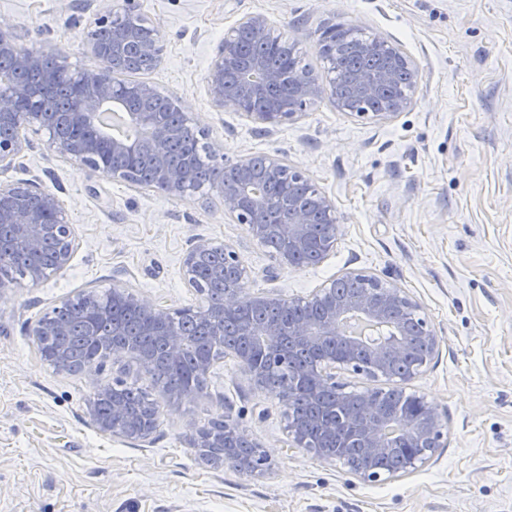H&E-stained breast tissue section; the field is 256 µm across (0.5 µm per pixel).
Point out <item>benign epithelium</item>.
Masks as SVG:
<instances>
[{
  "label": "benign epithelium",
  "mask_w": 512,
  "mask_h": 512,
  "mask_svg": "<svg viewBox=\"0 0 512 512\" xmlns=\"http://www.w3.org/2000/svg\"><path fill=\"white\" fill-rule=\"evenodd\" d=\"M125 13L131 24L118 27L114 23V13L107 10L94 21L96 27L113 29L112 42L101 43L90 37L88 48L99 61L100 67L84 70L74 74L82 93L78 111L60 113L63 124L69 127L91 129L89 135L60 134L52 136L49 143L50 151L83 166L92 175H103L114 180L140 185L136 172L130 167L108 166L100 164L102 154L109 156L121 154L132 158L139 153L140 142H118L107 140L93 130V116L106 102L121 103L125 97L151 99L158 91L146 82L130 84L123 95L115 92L113 61L122 51L123 44L132 31L147 24L134 7V0H125ZM240 28L250 30L259 40L275 42L279 50L288 55L291 47L288 43L274 35L273 27L262 15H247L225 34L224 41L212 58L206 77L208 92L213 105L222 109H231L250 118L253 122L267 128L295 122L306 105L323 95V87L319 82L305 78L296 71L269 72L264 69L260 59H253L243 65L240 63L237 31ZM366 53L384 52L392 59V66L378 72L359 71L349 74V80L359 96L374 97L382 89L392 86L397 80L401 68L417 72L414 61L401 48L388 42L381 36L373 37L363 45ZM17 65L25 70H37L43 67V57L39 53L15 56ZM240 69L242 76H256L252 83L254 96L260 97L271 87L283 83L290 86L288 99L267 110H258L248 106L230 89L226 83V74L233 69ZM28 91L23 86H0V126L12 125L20 129L24 127H41L44 125V113L36 108L23 107ZM412 97L402 92L394 96L386 111L373 112L371 116L379 121H388L407 110ZM132 120L149 127L153 145L158 155L157 167L153 176L144 183L149 187L160 188L171 196L182 197L190 192L192 181L191 165L188 163L171 164L165 158V148L177 135L176 127L167 123L159 112H132ZM25 142L19 136L0 139V165L9 166L24 151ZM211 155L218 161V175L211 185L213 189L222 190L224 198V214L232 217L239 224H246L251 234L259 241H264L269 226L263 223L267 209V199L256 189L257 178L251 168L249 159L241 158L234 162L224 159L221 146L213 143L209 146ZM264 173L270 181H283L285 178L302 179L304 175L288 167L277 155L261 157ZM321 214L330 230L320 243V259H326L336 247L340 232V217L337 215L335 203L324 194L316 196L314 209L301 206L288 207V219L284 224L274 226L275 231L288 243V248L278 254L282 266H296L297 254L306 251L311 245L309 231L314 223V213ZM0 225L8 227L13 240L28 251H39L48 242L56 243L54 270L66 267L72 258L74 247V229L61 209L56 197L37 185L27 188L0 189ZM215 251L224 253V269L218 271L234 273L235 283L224 290V297L217 310L209 306L198 309L201 317L218 320L224 314L233 312L246 303L275 305L279 298L272 295L251 296L245 292L244 269L237 253L226 245H215L205 239H198L185 254L182 261L183 277L188 287L197 288V265L200 259ZM114 296L137 308L147 317L145 330L156 334L165 342V358L176 363L181 360L191 337L182 336L168 329L171 310L161 304L143 302L135 294L125 288L114 289ZM307 304L322 308L326 317L316 321H293L273 323L262 329L260 341L270 352L269 360L259 363L249 356L239 357L243 368L252 375L257 386L265 391L272 390L271 370L278 361V339L290 336L298 343L309 348H319L329 341H340L345 344L347 352L338 357L328 356L320 366L304 370V377L315 381L314 394L318 395L326 388L336 387L338 368L350 369L362 373L357 355L362 344L345 337L344 317L352 312L362 314L366 319L379 323H389L395 329L394 337L382 344L369 349L372 359L367 375L372 378L394 377L399 384L409 385L416 376L432 360L438 349V338L434 327L421 317L422 305L406 290L393 285L377 282V285L366 292L346 295L338 290L332 281L315 291L307 299ZM67 327L54 322L46 316L39 321L34 335L39 344L49 347L54 336H63ZM91 424L101 433L120 436L126 439L146 440L154 432L158 423V410L152 409V415L139 421H133L123 427L119 423L126 420V408L116 397L112 398V418L103 419L94 411L88 412ZM398 428L403 434V466L401 471L414 470L429 461L439 448L446 447L442 424L436 408L424 401L416 413H406L397 417ZM395 425L386 421L374 409L372 399L363 401L356 411L346 417L329 418L323 423L325 444L323 447L313 446L309 442L304 426L297 420L289 424L293 445L297 448H308L327 460L347 461L345 455L335 450L336 438L343 426L354 430L356 445L363 448L369 458H376L387 453L393 444L387 442L384 431ZM248 441L246 430L233 423H224V431L213 444L217 448L209 464L214 467L233 465L244 470L255 471L265 464L263 454L255 455L247 462L237 458L239 444Z\"/></svg>",
  "instance_id": "7a95c632"
}]
</instances>
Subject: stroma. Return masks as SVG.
Wrapping results in <instances>:
<instances>
[{
	"mask_svg": "<svg viewBox=\"0 0 512 512\" xmlns=\"http://www.w3.org/2000/svg\"><path fill=\"white\" fill-rule=\"evenodd\" d=\"M124 0H0V24L21 45L97 68L95 17ZM165 46L145 80L171 96L231 160L276 154L335 203L333 253L307 268L279 265L214 191L183 197L90 175L53 153L43 128L0 187L56 194L76 232L69 265L0 300V512H512V0H135ZM267 16L318 74L324 25L344 23L398 45L417 64L411 108L390 121L336 109L328 97L271 130L208 94L225 33ZM232 247L248 293L302 300L349 272L404 288L439 334L408 390L436 407L446 447L418 469L366 482L342 463L291 447L281 402L233 354L202 390L174 397L129 356L98 375L57 372L35 324L78 292L126 288L176 310L202 299L182 259L196 239ZM148 389L159 409L145 442L98 432V387ZM230 420L259 444L262 471L207 466L189 435Z\"/></svg>",
	"mask_w": 512,
	"mask_h": 512,
	"instance_id": "obj_1",
	"label": "stroma"
}]
</instances>
